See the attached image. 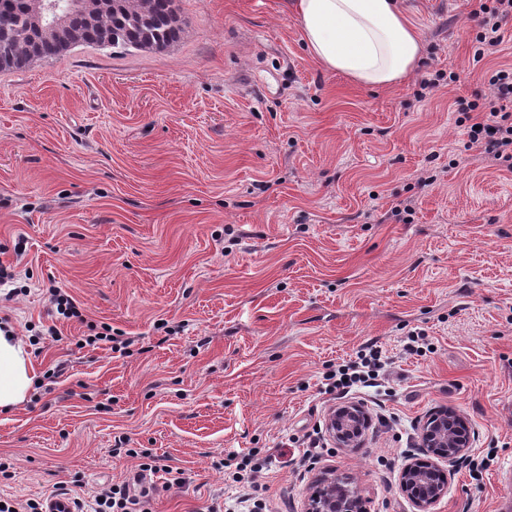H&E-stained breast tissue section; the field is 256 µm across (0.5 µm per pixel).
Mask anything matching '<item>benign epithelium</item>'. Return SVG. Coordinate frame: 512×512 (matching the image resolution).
<instances>
[{"label":"benign epithelium","instance_id":"7a95c632","mask_svg":"<svg viewBox=\"0 0 512 512\" xmlns=\"http://www.w3.org/2000/svg\"><path fill=\"white\" fill-rule=\"evenodd\" d=\"M369 418L363 404L349 402L330 410L325 429L339 447L359 445L365 438ZM417 446L435 462L408 463L398 477L399 490L413 512H434L447 493L460 456L470 448V430L453 409L431 414L419 428ZM304 512H365L362 500L349 478L322 477L307 496Z\"/></svg>","mask_w":512,"mask_h":512}]
</instances>
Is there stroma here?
<instances>
[{"label": "stroma", "instance_id": "obj_1", "mask_svg": "<svg viewBox=\"0 0 512 512\" xmlns=\"http://www.w3.org/2000/svg\"><path fill=\"white\" fill-rule=\"evenodd\" d=\"M479 5L406 0L422 62L389 87L321 69L292 0H174L166 47L0 70V261L25 250L0 318L34 371L0 411L1 498L91 501L136 474L120 444L181 473L152 474L150 512H243L215 462L252 450L270 459L250 489L264 512H303L324 469L367 512H412L399 473L450 407L472 446L435 512L512 503V173L454 164L457 99L512 66V19L501 56L475 60ZM438 73L455 80L418 97ZM54 285L83 321L52 315ZM102 323L129 355L83 344ZM370 343L391 364L351 399L377 420L339 448L323 376Z\"/></svg>", "mask_w": 512, "mask_h": 512}]
</instances>
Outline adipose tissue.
Here are the masks:
<instances>
[{
	"mask_svg": "<svg viewBox=\"0 0 512 512\" xmlns=\"http://www.w3.org/2000/svg\"><path fill=\"white\" fill-rule=\"evenodd\" d=\"M303 42L325 70L384 87L421 62L423 45L403 0H294ZM33 385L26 343L0 332V410L21 404Z\"/></svg>",
	"mask_w": 512,
	"mask_h": 512,
	"instance_id": "adipose-tissue-1",
	"label": "adipose tissue"
}]
</instances>
